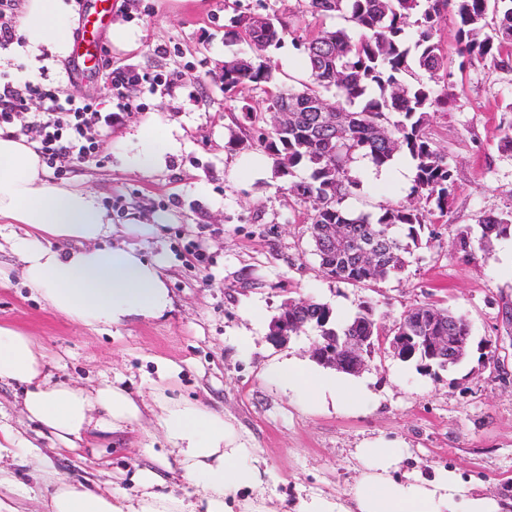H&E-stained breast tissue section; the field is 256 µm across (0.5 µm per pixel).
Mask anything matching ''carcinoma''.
I'll return each mask as SVG.
<instances>
[{"label":"carcinoma","mask_w":512,"mask_h":512,"mask_svg":"<svg viewBox=\"0 0 512 512\" xmlns=\"http://www.w3.org/2000/svg\"><path fill=\"white\" fill-rule=\"evenodd\" d=\"M319 27L310 37L295 36L291 44L306 60V78L290 85L280 81L266 52L294 33L290 21L273 14L239 15L224 31L228 42L244 41L253 55L224 59V93L251 84L265 94L260 102L241 106L255 129L259 146L274 158L277 173L307 176L288 183V192L311 211L313 252L323 276L354 285H368L402 274L414 252L430 244V215L448 214L456 189L455 166L435 147L427 133L430 114L446 111L450 97L438 87L439 73L448 70L447 54L435 41L448 10L458 19L460 56L512 66V0H308ZM336 21L326 26V20ZM415 27L413 40L406 28ZM507 58H502V55ZM335 99L340 119L323 124L309 105L327 95ZM293 104L304 108L283 128L269 124V112ZM413 164V186L407 200L382 204L378 211L355 213L344 206L362 186L356 163L368 160L379 170L397 155ZM330 224L343 225L355 242H373L377 270L366 269L351 248L339 247L323 233ZM480 240L512 233V211L490 214L480 221ZM326 328L338 336H370L374 350L401 334L448 337L453 355L457 337L468 335L469 322L434 304L411 306L386 328L370 302L359 304L355 316L341 322L331 315ZM390 333H385V330Z\"/></svg>","instance_id":"1"}]
</instances>
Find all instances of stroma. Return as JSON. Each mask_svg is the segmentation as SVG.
Listing matches in <instances>:
<instances>
[{"label": "stroma", "mask_w": 512, "mask_h": 512, "mask_svg": "<svg viewBox=\"0 0 512 512\" xmlns=\"http://www.w3.org/2000/svg\"><path fill=\"white\" fill-rule=\"evenodd\" d=\"M266 8L293 20L298 35L318 29L308 0H109L108 22L132 31L135 47H109L100 58L104 74L95 79L70 82L67 59L47 70V78L99 111L120 112L112 126L92 128L93 155L59 184L94 192L113 224L154 225L138 243L145 257H164L172 308L99 332L79 327L24 286L16 257L4 248L0 267L9 279L0 284V324L52 350L58 362L48 372L55 381L91 387L117 377L135 397L148 399L160 364H177L171 398L223 410L251 458L265 463L261 486L228 496L231 512H244L246 499L295 512L299 500L314 494L345 497L362 468L357 448L377 438L398 448L403 473L450 468L478 490L499 495L512 482V379L498 380L490 357L495 347L512 346L498 307L501 295H512L506 253L512 239L475 245L469 260L456 254L454 243L462 230L479 233L484 214L512 211V155L497 148L503 126L512 122V70L462 63L456 17H443L437 38L448 55L447 85L456 103L432 113L428 131L456 167L451 207L434 216L430 247L401 275L371 288L340 283L320 273L309 210L289 196L287 179L242 119L243 102L261 99V91L247 86L232 100L224 94L225 57L249 50L243 42L226 45L224 27L235 11ZM116 69L135 78L119 98L106 78ZM150 122L170 129L178 148L160 164L136 169L129 164L141 148L136 132ZM408 164L404 156L379 170L358 162L363 187L347 208L373 211L405 199L412 187ZM289 298L326 303L343 321L365 300L389 322L406 307L437 302L465 316L474 342L459 365L434 376L377 353L361 374L376 401L372 411L306 410L265 373L283 351L309 356L316 336L307 330L282 350L267 342L270 323ZM168 452L163 437L134 424L93 438L76 456L45 447L37 462L5 455L0 467L26 489L23 512H43L34 466L51 467L73 484L109 472L113 494L133 498L142 492L140 470Z\"/></svg>", "instance_id": "1"}]
</instances>
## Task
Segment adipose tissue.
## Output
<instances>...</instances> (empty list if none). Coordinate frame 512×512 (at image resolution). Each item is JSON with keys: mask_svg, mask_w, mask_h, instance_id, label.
I'll use <instances>...</instances> for the list:
<instances>
[{"mask_svg": "<svg viewBox=\"0 0 512 512\" xmlns=\"http://www.w3.org/2000/svg\"><path fill=\"white\" fill-rule=\"evenodd\" d=\"M68 0H26L11 57L24 63V77L68 56L74 38ZM115 227L96 195L81 187L52 182L32 143L0 134V237L20 263L24 284L57 313L96 330L120 326L130 318H157L171 306L161 259L146 260L133 240L105 247ZM54 355L31 336L0 325V383L24 385L22 413L39 425L38 440L0 423V452L40 453L39 439L73 452L96 430H122L142 415L140 403L118 382L104 381L85 389L51 382L47 368ZM178 368L165 364L156 382L163 410L159 425L176 450L175 460L160 458L162 467L177 463L181 478L195 487L206 512H224L226 497L263 482L258 463H247L246 449L224 421L222 412L206 404H182L165 393L178 383ZM268 374L291 390L300 405L333 402L336 411L366 413L374 399L355 377L325 371L310 359L288 355ZM357 454L365 469L349 499L311 497L298 512H512V505L479 493L451 470L399 477L396 448L377 439ZM49 493L47 512H194L178 492L153 493L157 471L142 470L144 488L135 500L114 496L100 485L76 487L49 469L36 475Z\"/></svg>", "mask_w": 512, "mask_h": 512, "instance_id": "adipose-tissue-1", "label": "adipose tissue"}]
</instances>
